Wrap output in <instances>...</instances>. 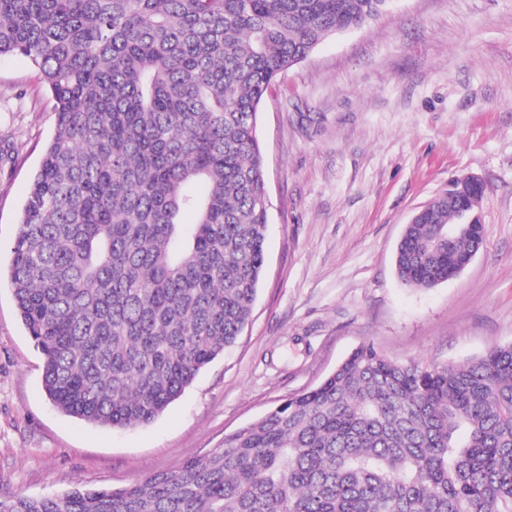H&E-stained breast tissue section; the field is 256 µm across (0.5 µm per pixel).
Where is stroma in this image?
I'll use <instances>...</instances> for the list:
<instances>
[{"label":"stroma","mask_w":512,"mask_h":512,"mask_svg":"<svg viewBox=\"0 0 512 512\" xmlns=\"http://www.w3.org/2000/svg\"><path fill=\"white\" fill-rule=\"evenodd\" d=\"M55 123L30 59H0L2 266ZM258 126L270 208L252 317L154 422L101 427L55 409L0 281V494L117 489L175 470L365 342L438 366L512 343V0H396L284 72ZM463 175L485 185L484 248L448 282L404 285L405 224Z\"/></svg>","instance_id":"obj_1"}]
</instances>
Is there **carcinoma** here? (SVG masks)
<instances>
[{"label":"carcinoma","mask_w":512,"mask_h":512,"mask_svg":"<svg viewBox=\"0 0 512 512\" xmlns=\"http://www.w3.org/2000/svg\"><path fill=\"white\" fill-rule=\"evenodd\" d=\"M388 0H0L56 128L22 208L8 279L62 413L147 424L233 344L265 265L258 112L329 36ZM405 226L396 270L448 281L483 246L456 206ZM512 512V343L454 366L364 343L171 473L127 487L0 497V512Z\"/></svg>","instance_id":"carcinoma-1"}]
</instances>
